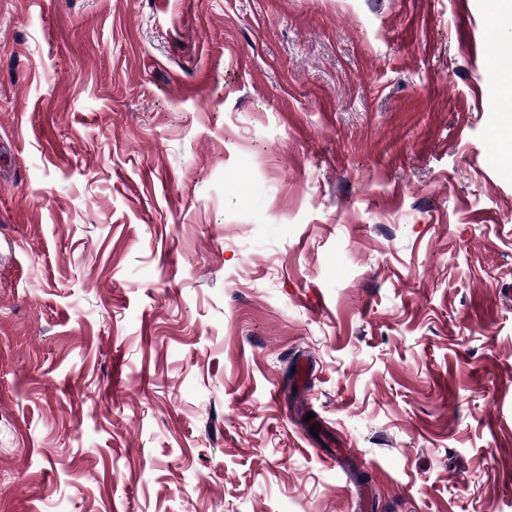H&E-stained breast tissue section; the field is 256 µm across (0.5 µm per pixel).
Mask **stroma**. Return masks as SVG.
Instances as JSON below:
<instances>
[{
  "mask_svg": "<svg viewBox=\"0 0 512 512\" xmlns=\"http://www.w3.org/2000/svg\"><path fill=\"white\" fill-rule=\"evenodd\" d=\"M501 6L0 0V512H512Z\"/></svg>",
  "mask_w": 512,
  "mask_h": 512,
  "instance_id": "1",
  "label": "stroma"
}]
</instances>
